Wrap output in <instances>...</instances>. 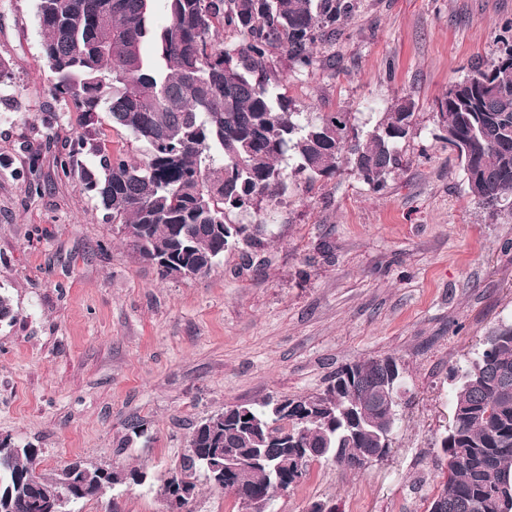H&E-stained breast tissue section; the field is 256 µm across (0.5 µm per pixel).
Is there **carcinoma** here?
Here are the masks:
<instances>
[{
  "mask_svg": "<svg viewBox=\"0 0 512 512\" xmlns=\"http://www.w3.org/2000/svg\"><path fill=\"white\" fill-rule=\"evenodd\" d=\"M360 7L361 0H37L51 96L75 109L82 125L62 171L77 177L143 258L167 257L193 277L231 245L255 242L260 225L232 216L288 194L285 158L310 187L344 159L382 190L401 166L414 102L401 98L371 132L352 136L349 112L302 121L279 67L283 60L296 73L320 67L318 47L333 43ZM454 86L458 92L438 103L437 125L453 129L464 147L458 157L471 173L473 200L512 211V41L503 39L493 61L473 65ZM105 124L142 143L144 158L109 147ZM82 154L91 165L79 162ZM401 387L403 368L387 356L345 365L320 394L283 396L278 407L226 406L195 426L175 468L193 489L201 471L222 491L215 451L255 448L266 466L238 485L236 499L243 505L264 488L273 504L304 449L348 469L358 453L380 447L378 435L396 427L399 409L376 394L396 396ZM451 409L440 439L448 474L428 512H512V324L492 332L453 385ZM40 465V449L29 445L0 458V512H47L67 483L77 503L143 475L74 460L47 478Z\"/></svg>",
  "mask_w": 512,
  "mask_h": 512,
  "instance_id": "cac0c4a2",
  "label": "carcinoma"
}]
</instances>
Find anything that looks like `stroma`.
Returning <instances> with one entry per match:
<instances>
[{
  "mask_svg": "<svg viewBox=\"0 0 512 512\" xmlns=\"http://www.w3.org/2000/svg\"><path fill=\"white\" fill-rule=\"evenodd\" d=\"M511 20L512 0H362L321 50L333 65L289 74L288 94L305 119L343 110L361 133L410 96L402 167L379 193L344 162L311 187L296 177L282 202L239 215L262 224L259 244L165 278L63 175L78 114L49 93L36 0H0V291L16 315L0 324V438L40 448L46 474L76 458L147 473L73 512H161L158 485L202 419L323 392L342 366L391 355L405 384L388 457L315 462L275 512H428L452 377L512 323V213L471 199L435 112Z\"/></svg>",
  "mask_w": 512,
  "mask_h": 512,
  "instance_id": "35a3bbf8",
  "label": "stroma"
}]
</instances>
